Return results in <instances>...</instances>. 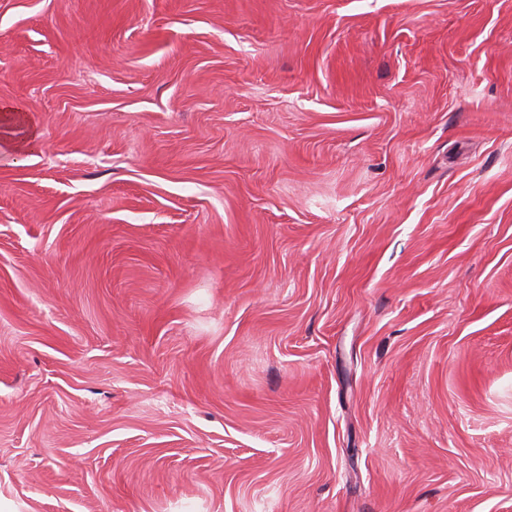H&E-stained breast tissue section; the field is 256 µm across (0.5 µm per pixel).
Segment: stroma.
Here are the masks:
<instances>
[{"label": "stroma", "instance_id": "35a3bbf8", "mask_svg": "<svg viewBox=\"0 0 512 512\" xmlns=\"http://www.w3.org/2000/svg\"><path fill=\"white\" fill-rule=\"evenodd\" d=\"M0 512H512V0H0Z\"/></svg>", "mask_w": 512, "mask_h": 512}]
</instances>
